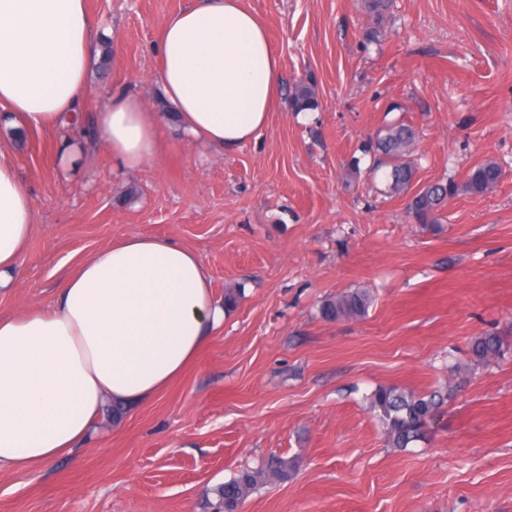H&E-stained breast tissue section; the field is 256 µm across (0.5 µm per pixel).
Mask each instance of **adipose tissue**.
<instances>
[{"instance_id":"adipose-tissue-1","label":"adipose tissue","mask_w":512,"mask_h":512,"mask_svg":"<svg viewBox=\"0 0 512 512\" xmlns=\"http://www.w3.org/2000/svg\"><path fill=\"white\" fill-rule=\"evenodd\" d=\"M99 32L87 0H0V111L41 130L81 112ZM156 82L195 140L258 139L281 92V60L247 0H189L157 34ZM115 163L161 149V113L126 91L94 112ZM0 145V278L17 269L35 218ZM224 328L198 254L151 235L119 237L85 260L43 310L0 314V473L43 472L85 444L106 401L153 398Z\"/></svg>"}]
</instances>
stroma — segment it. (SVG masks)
I'll return each mask as SVG.
<instances>
[{
    "instance_id": "stroma-1",
    "label": "stroma",
    "mask_w": 512,
    "mask_h": 512,
    "mask_svg": "<svg viewBox=\"0 0 512 512\" xmlns=\"http://www.w3.org/2000/svg\"><path fill=\"white\" fill-rule=\"evenodd\" d=\"M188 0H89L111 51L85 112L124 87L156 105L157 32ZM279 52L282 85L313 83L316 110L280 96L261 138L226 150L167 121L164 149L124 173L94 127L14 131L0 142L28 187L36 230L0 313L48 306L60 278L129 234L194 249L216 295L242 287L223 331L167 390L101 416L95 440L42 474H1L0 512H211L210 489L270 455L294 459L241 512H512V356L472 369L426 440L387 448L364 397L448 379L472 336L512 346V0H249ZM412 125L414 183L454 181L439 226L370 173L363 152ZM502 169L486 194L469 170ZM137 187L128 197L129 187ZM347 288L358 320L319 307ZM502 170L498 163L486 160L474 166L464 183V189L474 194H483L493 190L499 183ZM373 301V295L368 289L348 288L324 300L319 315L327 322L359 319L367 314Z\"/></svg>"
}]
</instances>
